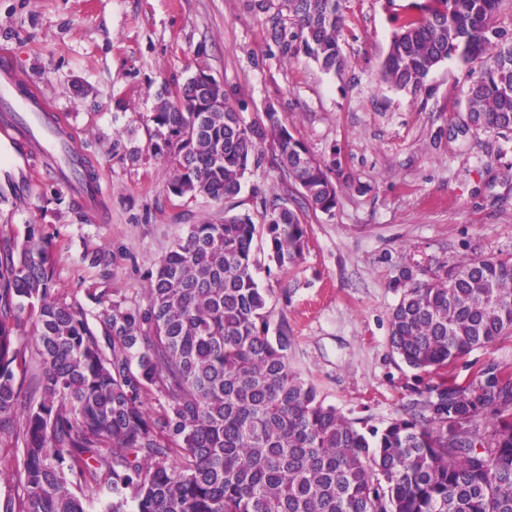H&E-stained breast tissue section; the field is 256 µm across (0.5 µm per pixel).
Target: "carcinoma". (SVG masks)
Instances as JSON below:
<instances>
[{"label": "carcinoma", "mask_w": 512, "mask_h": 512, "mask_svg": "<svg viewBox=\"0 0 512 512\" xmlns=\"http://www.w3.org/2000/svg\"><path fill=\"white\" fill-rule=\"evenodd\" d=\"M506 0H414L397 19L380 79L419 90L439 63L468 70L467 130L512 134V29ZM297 51L325 71L344 68L341 0H281ZM154 112L155 155L176 199L237 195L259 145L307 207L329 212V169L267 113L244 125L226 97L202 99L191 82ZM281 270L304 252L306 225L275 204L191 224L145 282V303L114 299L90 324L57 288L56 261L34 225L24 241L0 236V434L14 436L21 491L3 512H512V372L486 367L462 386L449 368L512 336V257L443 265L426 281L402 273L389 314L390 344L408 367L437 379L432 395L386 426L358 427L292 370L293 332L271 325L252 243ZM32 342L21 345L23 322ZM39 363L27 386L28 360ZM490 416L480 430L476 419Z\"/></svg>", "instance_id": "1"}]
</instances>
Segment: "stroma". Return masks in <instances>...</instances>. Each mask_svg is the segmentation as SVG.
<instances>
[{"instance_id": "stroma-1", "label": "stroma", "mask_w": 512, "mask_h": 512, "mask_svg": "<svg viewBox=\"0 0 512 512\" xmlns=\"http://www.w3.org/2000/svg\"><path fill=\"white\" fill-rule=\"evenodd\" d=\"M410 2L346 0V66L328 73L272 39L273 24L294 30L280 0H0V49L68 115L105 193L93 222L52 178L29 191L17 167L0 164V233L19 242L40 226L58 288L94 316L115 299L144 303L149 272L189 225L231 215L260 224L276 202L299 209L302 259L285 271L260 265L257 280L293 331L292 367L351 420L385 426L434 382L389 344L402 271L426 280L464 258L512 255V136L463 130L467 69L445 60L414 93L379 79ZM201 69L244 124L266 125L270 109L291 123L331 170V212L303 208L270 139L234 198L168 196L149 117ZM98 248L105 262L84 260ZM488 366L512 368V336L463 356L453 373L469 383Z\"/></svg>"}]
</instances>
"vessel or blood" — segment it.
Segmentation results:
<instances>
[{
    "instance_id": "b4317fda",
    "label": "vessel or blood",
    "mask_w": 512,
    "mask_h": 512,
    "mask_svg": "<svg viewBox=\"0 0 512 512\" xmlns=\"http://www.w3.org/2000/svg\"><path fill=\"white\" fill-rule=\"evenodd\" d=\"M22 162L21 172L29 185L44 176L67 189L91 216L103 207L99 178H88V162L78 132L65 114L42 96L31 82L21 79L9 57L0 56V158Z\"/></svg>"
}]
</instances>
